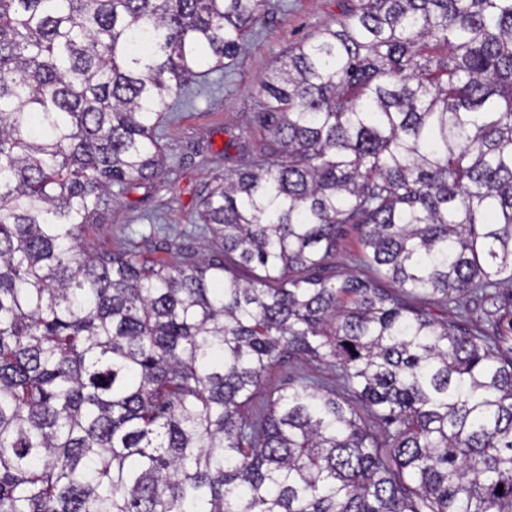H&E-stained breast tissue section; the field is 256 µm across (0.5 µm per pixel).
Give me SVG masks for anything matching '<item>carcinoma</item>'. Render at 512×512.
<instances>
[{
  "mask_svg": "<svg viewBox=\"0 0 512 512\" xmlns=\"http://www.w3.org/2000/svg\"><path fill=\"white\" fill-rule=\"evenodd\" d=\"M346 1L159 265L86 229L268 0H0V512H512V0ZM361 245L357 230L348 226L344 230L336 250V274L353 272L364 278L371 274L370 270L356 262V255L360 253ZM297 376H323L332 378L334 377V373L333 370L325 366L308 362L301 358L290 357L270 371L265 387L288 388V384Z\"/></svg>",
  "mask_w": 512,
  "mask_h": 512,
  "instance_id": "cac0c4a2",
  "label": "carcinoma"
}]
</instances>
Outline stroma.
<instances>
[{"label":"stroma","mask_w":512,"mask_h":512,"mask_svg":"<svg viewBox=\"0 0 512 512\" xmlns=\"http://www.w3.org/2000/svg\"><path fill=\"white\" fill-rule=\"evenodd\" d=\"M338 13L336 0H270L258 35L227 69L211 74L209 85L166 128L164 182H145L109 198L88 239L170 264L182 254L212 256L196 210L207 187L249 165L266 137L255 119L265 102L261 79L288 47L315 37Z\"/></svg>","instance_id":"1"}]
</instances>
